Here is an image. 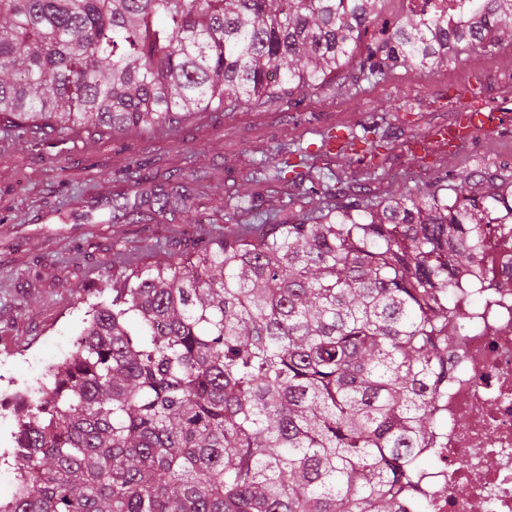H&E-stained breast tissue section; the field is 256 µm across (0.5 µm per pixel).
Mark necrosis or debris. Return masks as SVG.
<instances>
[{"mask_svg": "<svg viewBox=\"0 0 512 512\" xmlns=\"http://www.w3.org/2000/svg\"><path fill=\"white\" fill-rule=\"evenodd\" d=\"M397 14L435 15L449 34L485 31L478 0H394ZM477 302L462 310L436 400L443 429L427 453L425 512H512V212L495 210L466 274Z\"/></svg>", "mask_w": 512, "mask_h": 512, "instance_id": "4bbe7bcc", "label": "necrosis or debris"}]
</instances>
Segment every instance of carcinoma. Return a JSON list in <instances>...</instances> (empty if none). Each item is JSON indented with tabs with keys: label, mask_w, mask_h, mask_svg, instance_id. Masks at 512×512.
Wrapping results in <instances>:
<instances>
[{
	"label": "carcinoma",
	"mask_w": 512,
	"mask_h": 512,
	"mask_svg": "<svg viewBox=\"0 0 512 512\" xmlns=\"http://www.w3.org/2000/svg\"><path fill=\"white\" fill-rule=\"evenodd\" d=\"M383 2L0 0V115L62 134L175 132L321 88ZM486 7L500 41L512 0ZM447 59L448 25L412 15L360 72ZM308 157L277 147L271 177L303 178ZM126 177L135 201L119 209L192 220L185 175L146 188L132 160ZM474 181L216 238L112 289L70 356L15 393L16 489L0 512H401L437 435L454 289L480 225L512 205V182L468 196Z\"/></svg>",
	"instance_id": "obj_1"
}]
</instances>
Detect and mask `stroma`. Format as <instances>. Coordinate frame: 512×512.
I'll return each instance as SVG.
<instances>
[{
	"label": "stroma",
	"instance_id": "1",
	"mask_svg": "<svg viewBox=\"0 0 512 512\" xmlns=\"http://www.w3.org/2000/svg\"><path fill=\"white\" fill-rule=\"evenodd\" d=\"M357 75L353 61L325 89L295 92L277 109L204 112L173 133H0V392L24 389L40 367L67 357L90 305L110 301L127 277L169 252L195 260L209 237L236 235L259 212L316 216L338 197L377 204L460 173L481 174L482 192L497 175H512V115L454 155L409 153L431 131L454 128L460 104L481 110L489 95L512 96V48L452 51L432 70ZM372 125L390 142L375 161L318 148L327 128ZM286 141L314 145L309 177L264 179L259 161ZM132 158L154 185L186 172L189 188L202 192L203 223L154 204L126 216Z\"/></svg>",
	"mask_w": 512,
	"mask_h": 512
}]
</instances>
